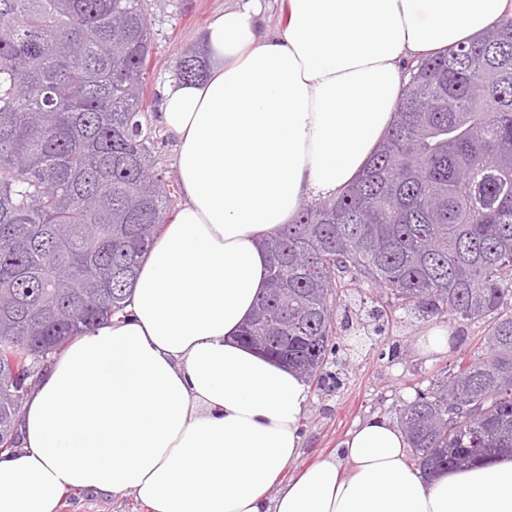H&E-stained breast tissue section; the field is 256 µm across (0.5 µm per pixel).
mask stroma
Listing matches in <instances>:
<instances>
[{
    "mask_svg": "<svg viewBox=\"0 0 512 512\" xmlns=\"http://www.w3.org/2000/svg\"><path fill=\"white\" fill-rule=\"evenodd\" d=\"M231 0H158L149 15L155 37L150 81L147 90V118L155 126L157 156L168 179L178 180L177 146L171 134L158 125L163 85L174 78L175 60L188 49L197 47L199 36L210 21L230 6ZM396 325L385 335L362 340L352 352L350 365L340 375L335 389L309 384L308 406L302 455L296 467H303L330 453L354 425L374 414L399 421L400 413L412 400L416 389H425L444 370L461 358L483 353V326L479 323L448 324L453 345L448 353L425 356L420 352L426 343L429 323L402 327L404 311H396ZM58 512H148L147 508L126 492L93 494L72 492L60 500Z\"/></svg>",
    "mask_w": 512,
    "mask_h": 512,
    "instance_id": "1",
    "label": "stroma"
}]
</instances>
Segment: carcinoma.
<instances>
[{
	"mask_svg": "<svg viewBox=\"0 0 512 512\" xmlns=\"http://www.w3.org/2000/svg\"><path fill=\"white\" fill-rule=\"evenodd\" d=\"M146 0H0V451L44 366L123 312L175 208L146 112ZM177 76L207 75L202 50ZM269 288L240 340L324 383L348 312L486 324L485 353L416 391L423 475L512 453V19L408 68L393 123L336 198L265 242ZM378 288L379 295L362 288Z\"/></svg>",
	"mask_w": 512,
	"mask_h": 512,
	"instance_id": "obj_1",
	"label": "carcinoma"
}]
</instances>
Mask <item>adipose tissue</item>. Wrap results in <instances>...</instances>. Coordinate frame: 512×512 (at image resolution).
<instances>
[{"instance_id":"ef3b65f1","label":"adipose tissue","mask_w":512,"mask_h":512,"mask_svg":"<svg viewBox=\"0 0 512 512\" xmlns=\"http://www.w3.org/2000/svg\"><path fill=\"white\" fill-rule=\"evenodd\" d=\"M282 4L263 37L260 0H236L207 26L210 76L165 83L182 202L125 313L71 342L28 397L19 447L0 453V512H56L69 489L148 512H512L511 457L427 480L379 414L279 483L302 453L307 387L235 340L267 286L260 240L362 172L407 63L512 18V0Z\"/></svg>"}]
</instances>
